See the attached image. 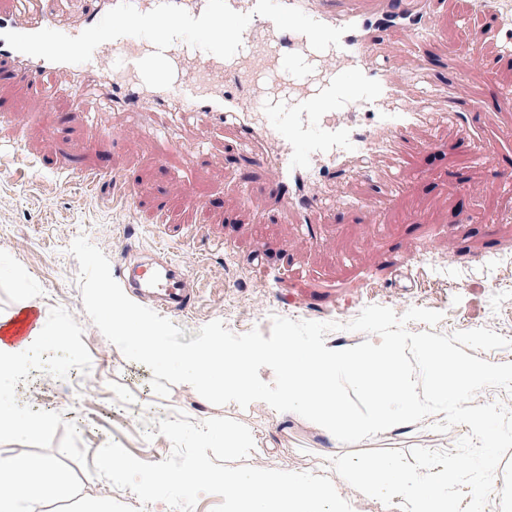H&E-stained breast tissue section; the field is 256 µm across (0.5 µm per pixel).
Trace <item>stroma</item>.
<instances>
[{
    "label": "stroma",
    "instance_id": "obj_1",
    "mask_svg": "<svg viewBox=\"0 0 512 512\" xmlns=\"http://www.w3.org/2000/svg\"><path fill=\"white\" fill-rule=\"evenodd\" d=\"M501 31L479 40L473 54L483 66L460 56L465 95L476 103V122L497 146L486 165L471 164L459 146L468 137L460 125L439 120L416 128L414 141L432 142L434 158L415 154L401 176L406 190L379 205L371 184L357 178L343 182L352 204L341 208L307 239L296 224H260L249 202L266 183L262 172L240 175L222 133L173 121L180 145L167 153L161 141L142 134L115 141L120 121L109 112L81 116L57 111L43 116L40 101L28 88L0 78V261L20 272L43 305L48 324L65 329L64 345H51L34 363L27 381L16 387L19 402L36 410L60 413L75 424L87 459L107 442L120 443L145 462H159L172 452L163 435L145 439L144 431L160 419L187 415L191 422L230 418L246 425L264 448L247 457L251 466L283 471L317 470L330 477L338 493L357 502L359 512H381L332 467V459L350 445L331 443L319 426L303 417L272 416L261 405L242 408L214 405L193 388L177 384L168 396L151 387L153 374L128 360L106 339L84 310L79 264L72 242L86 237L108 258L123 263L129 249L159 251L183 265L191 276L196 301L172 315L184 340L197 337L211 321L235 334L259 329L269 334L272 319L337 323L327 333V348L343 350L365 341L347 330L369 305L403 315L422 307L441 313L434 326L408 323L412 333L451 335L487 328L509 340V347L481 352L491 363L512 362V189L469 195L464 183L484 184L499 157L512 159V110L497 106L512 93V52L503 50L512 34V0H499ZM476 0H448L442 34L431 45L443 56L449 42L462 39L474 18ZM27 138L16 145L15 133ZM166 163H158L159 154ZM107 162L123 172L138 196L134 208L113 206L107 188H85L76 171ZM210 202L201 212L183 208L182 178ZM164 202L168 221H155V204ZM207 224L210 241H181L179 227ZM318 298L321 308L306 311L303 301ZM442 417L400 424L358 443V450L415 447L447 449L469 433L457 424L434 429ZM62 470L67 491L49 501V512H85L106 505L109 512H172L164 502L141 504L130 490L87 473L58 448L47 452Z\"/></svg>",
    "mask_w": 512,
    "mask_h": 512
}]
</instances>
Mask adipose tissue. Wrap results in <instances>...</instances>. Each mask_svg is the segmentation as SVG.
Returning a JSON list of instances; mask_svg holds the SVG:
<instances>
[{"label":"adipose tissue","mask_w":512,"mask_h":512,"mask_svg":"<svg viewBox=\"0 0 512 512\" xmlns=\"http://www.w3.org/2000/svg\"><path fill=\"white\" fill-rule=\"evenodd\" d=\"M61 335V329L41 319L20 342L0 344V434L18 432L34 437L55 425L51 414L18 419L9 390L28 372L30 351ZM352 469L360 479L364 497L378 501L384 512H481L479 489L487 483L494 465L485 462L466 493L460 489L465 466L457 459L410 471L398 460L385 457L356 461ZM63 486L52 458L0 451V512H44L45 502L58 495Z\"/></svg>","instance_id":"adipose-tissue-1"}]
</instances>
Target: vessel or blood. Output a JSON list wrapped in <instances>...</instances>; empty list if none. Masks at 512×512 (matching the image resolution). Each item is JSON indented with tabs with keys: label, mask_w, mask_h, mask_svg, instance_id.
<instances>
[{
	"label": "vessel or blood",
	"mask_w": 512,
	"mask_h": 512,
	"mask_svg": "<svg viewBox=\"0 0 512 512\" xmlns=\"http://www.w3.org/2000/svg\"><path fill=\"white\" fill-rule=\"evenodd\" d=\"M311 18L343 28L341 44L318 52L297 32L278 30L255 15L256 0H227L231 9L252 13L242 47L229 59L191 47L170 45L174 69L166 89L147 86L138 61L154 52L146 39L121 37L99 45L82 64L55 63L11 48L7 31L45 28L76 36L97 24L119 0H10L0 9V76L52 102L58 84L67 89L68 110L84 113L90 97L129 116L153 113L166 126L170 112L228 132L236 164L266 171L268 181L255 213L264 224L291 217L318 224L340 204L338 188L350 175L382 182V199L399 195L397 169L412 132L430 113L469 124L473 106L462 93L465 75L435 80L439 66L428 46L441 29L439 0H284ZM408 42L401 54L393 38ZM87 187L111 184L115 199L134 204L124 176L111 168L78 170ZM138 296L174 311L192 307L189 276L172 259L139 252L118 269ZM37 320L17 314L0 327V343L22 340Z\"/></svg>",
	"instance_id": "vessel-or-blood-1"
}]
</instances>
